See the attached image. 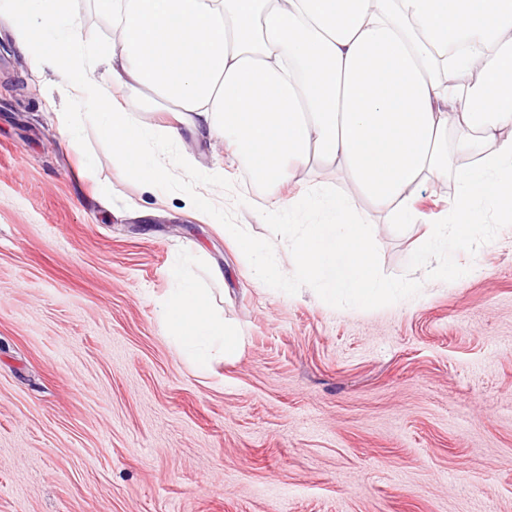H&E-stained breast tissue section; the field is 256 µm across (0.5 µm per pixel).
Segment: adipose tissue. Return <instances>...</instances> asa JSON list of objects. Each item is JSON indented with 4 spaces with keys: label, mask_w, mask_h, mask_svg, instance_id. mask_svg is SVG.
Segmentation results:
<instances>
[{
    "label": "adipose tissue",
    "mask_w": 512,
    "mask_h": 512,
    "mask_svg": "<svg viewBox=\"0 0 512 512\" xmlns=\"http://www.w3.org/2000/svg\"><path fill=\"white\" fill-rule=\"evenodd\" d=\"M29 2L26 25L42 37L18 34V48L94 109L113 157L140 162L150 185L170 177L166 144L220 138L265 184L336 165L397 224L414 223L427 181L453 176L452 220L435 225L433 244L466 242L485 200L512 220V0H96L121 32L103 80L75 36L72 0ZM455 43L477 50L482 87L438 79ZM116 85L174 124L138 122L115 103ZM457 156L475 163L454 167ZM163 318L200 366L237 346L192 277L176 274Z\"/></svg>",
    "instance_id": "obj_1"
}]
</instances>
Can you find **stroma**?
<instances>
[{
    "label": "stroma",
    "instance_id": "1",
    "mask_svg": "<svg viewBox=\"0 0 512 512\" xmlns=\"http://www.w3.org/2000/svg\"><path fill=\"white\" fill-rule=\"evenodd\" d=\"M0 1V512H512V226L456 252L462 280L408 270L456 193L435 179L407 226L355 202L383 273L422 281L418 297L338 309L271 289L217 220L146 187L92 122L70 145L63 80L17 49L22 0ZM73 10L80 42L117 47L93 0ZM179 150L234 182L198 191L271 240L288 275L262 211L353 192L332 167L265 186L223 143ZM186 253L242 338L206 373L161 321Z\"/></svg>",
    "mask_w": 512,
    "mask_h": 512
}]
</instances>
